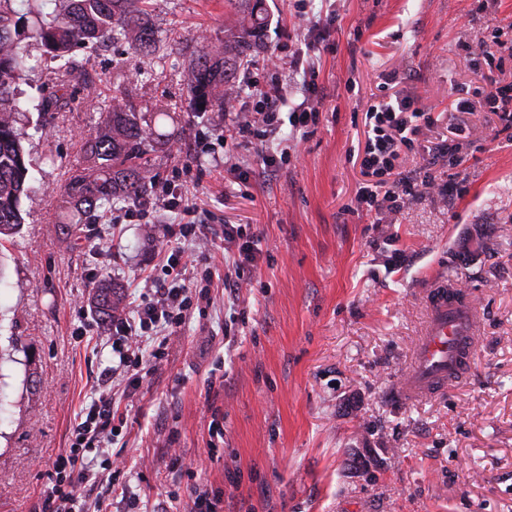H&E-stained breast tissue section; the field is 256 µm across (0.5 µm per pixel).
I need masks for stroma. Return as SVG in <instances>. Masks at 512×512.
Returning <instances> with one entry per match:
<instances>
[{
    "instance_id": "stroma-1",
    "label": "stroma",
    "mask_w": 512,
    "mask_h": 512,
    "mask_svg": "<svg viewBox=\"0 0 512 512\" xmlns=\"http://www.w3.org/2000/svg\"><path fill=\"white\" fill-rule=\"evenodd\" d=\"M264 4L263 46L244 71L261 83L270 58L304 39L295 0ZM16 8L14 36L32 64L18 85L25 102L63 69L36 42L25 0ZM305 11L325 26L311 53L319 123L272 175L254 177L263 147L225 138L223 113L186 109L190 61L242 16L228 0H149L155 54L135 57L124 42L74 49L89 84L70 82L51 120L30 113L31 193L19 234L0 243V512H41L52 463L112 364L89 318L94 287L108 280L123 302L139 298L166 232L143 211L188 180L215 240L228 224L258 240L236 302L246 322L228 339L223 304L193 314L132 395L117 396L111 448L124 468L93 498L107 512H189L190 490L218 488L223 512H512V136L475 107L468 159L433 168L436 189H419L391 224L352 209L371 104L401 94L446 111L451 86L470 79L460 42L490 39L496 19L512 81V0L490 11L479 0H308ZM119 92L142 117L169 109L158 132L185 133L149 149L153 184L122 224L107 214L69 233L64 188L85 165L100 106ZM228 156L238 176L219 174ZM440 276L481 312L473 360L446 391L402 403L393 390L425 320L423 292Z\"/></svg>"
}]
</instances>
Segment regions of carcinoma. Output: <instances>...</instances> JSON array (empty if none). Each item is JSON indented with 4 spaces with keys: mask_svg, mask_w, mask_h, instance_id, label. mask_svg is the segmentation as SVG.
Listing matches in <instances>:
<instances>
[{
    "mask_svg": "<svg viewBox=\"0 0 512 512\" xmlns=\"http://www.w3.org/2000/svg\"><path fill=\"white\" fill-rule=\"evenodd\" d=\"M52 10L39 24L37 35L46 52L68 60L73 49L124 40L135 52L147 54L153 32L139 8L140 0H49ZM244 15L239 29L205 50L190 64L186 85L187 111H224L227 95L236 89L241 67L261 48L265 24L263 0H239ZM13 0H0V236L10 237L21 224V200L28 196L29 162L19 125L23 110L15 98L19 80L28 68V49L12 35ZM58 91L42 96L33 109L43 116L58 108ZM181 136L174 130L156 135L152 125L140 123L138 113L115 96L103 105L96 135L86 147V167L70 177L65 196L67 229L94 224L100 212L116 203H136L151 180L144 156L146 145L162 137L170 142ZM94 303L101 319L112 321L119 311L112 283L97 285Z\"/></svg>",
    "mask_w": 512,
    "mask_h": 512,
    "instance_id": "1",
    "label": "carcinoma"
}]
</instances>
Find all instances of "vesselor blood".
<instances>
[{"instance_id":"obj_1","label":"vessel or blood","mask_w":512,"mask_h":512,"mask_svg":"<svg viewBox=\"0 0 512 512\" xmlns=\"http://www.w3.org/2000/svg\"><path fill=\"white\" fill-rule=\"evenodd\" d=\"M428 317L396 395L407 402L447 389L473 354L477 309L454 285L436 283L427 294Z\"/></svg>"}]
</instances>
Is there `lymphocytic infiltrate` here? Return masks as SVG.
<instances>
[{"label":"lymphocytic infiltrate","mask_w":512,"mask_h":512,"mask_svg":"<svg viewBox=\"0 0 512 512\" xmlns=\"http://www.w3.org/2000/svg\"><path fill=\"white\" fill-rule=\"evenodd\" d=\"M293 70L304 71L305 96L289 115L292 127L301 134H308L319 121V111L313 99L319 95L318 86L312 81L314 65L305 63L303 56H296ZM450 104L457 112L458 120L451 125L450 138L429 151L427 167H434L444 158H455L463 145L468 143L471 132L462 119L473 104H480L486 111L497 115L504 128H512V81L504 84L488 81L483 72H475L470 84L454 90ZM250 96L252 106L237 113L235 126L242 139L258 137L268 141L279 131L280 112L285 100L282 83L273 80L264 84L252 83L247 93H234V102ZM434 126L437 122L432 113L417 107L411 97L388 99L371 105L365 113L367 127L364 148L357 159L365 182L361 183L354 200L358 210L378 214L400 213L414 198L418 188H434L431 179L416 180L402 169V154L413 150L418 133V123ZM163 210L179 215L177 229L169 230V240L160 253L163 279H151V295L147 301L134 306L131 313L117 316L112 321V353L117 362L105 374V387L84 414L76 419L72 441L64 454L54 464L55 476L42 491L44 504L50 512H88L85 489L92 481L104 479L112 471L109 446L112 442V423L116 413L112 406L114 378L134 381L142 369L145 357H162L171 333L190 319L194 305L211 306L214 299L212 271L202 277L187 276L190 263L185 243L202 245L211 251L213 241L210 227L200 218L196 203L188 197L176 194L162 199ZM258 247L253 238L244 236L239 226L224 227V298L235 302L248 276L257 268Z\"/></svg>","instance_id":"obj_1"}]
</instances>
